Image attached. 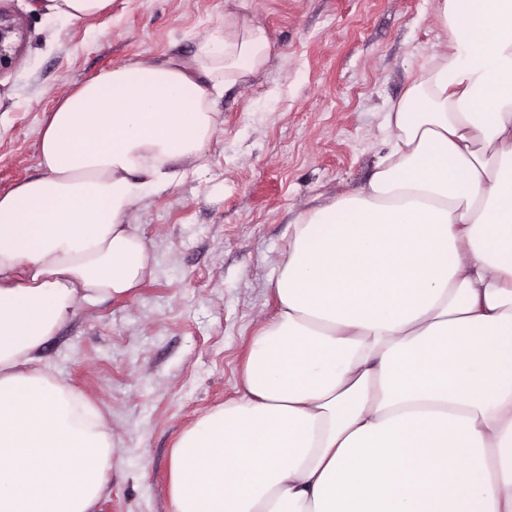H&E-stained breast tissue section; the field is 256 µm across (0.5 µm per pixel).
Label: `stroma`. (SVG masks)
<instances>
[{
	"label": "stroma",
	"mask_w": 512,
	"mask_h": 512,
	"mask_svg": "<svg viewBox=\"0 0 512 512\" xmlns=\"http://www.w3.org/2000/svg\"><path fill=\"white\" fill-rule=\"evenodd\" d=\"M24 31L0 72V193L40 175L57 103L129 61L193 55L224 0H112L62 16L56 0H0ZM272 50L265 69L216 98L207 166L135 204L156 258L130 295L88 304L40 352L112 431L95 512H171L179 434L240 389L249 346L276 310L271 287L298 214L364 187L385 152L387 114L413 73L448 50L436 0H250Z\"/></svg>",
	"instance_id": "1"
}]
</instances>
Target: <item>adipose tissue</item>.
Segmentation results:
<instances>
[{"label":"adipose tissue","instance_id":"adipose-tissue-1","mask_svg":"<svg viewBox=\"0 0 512 512\" xmlns=\"http://www.w3.org/2000/svg\"><path fill=\"white\" fill-rule=\"evenodd\" d=\"M446 54L387 117L367 186L289 226L240 396L172 450V512H512V0H438ZM272 49L248 0L192 57L65 96L0 194V512H93L99 408L40 364L79 301L152 255L131 207L204 163L214 98Z\"/></svg>","mask_w":512,"mask_h":512}]
</instances>
